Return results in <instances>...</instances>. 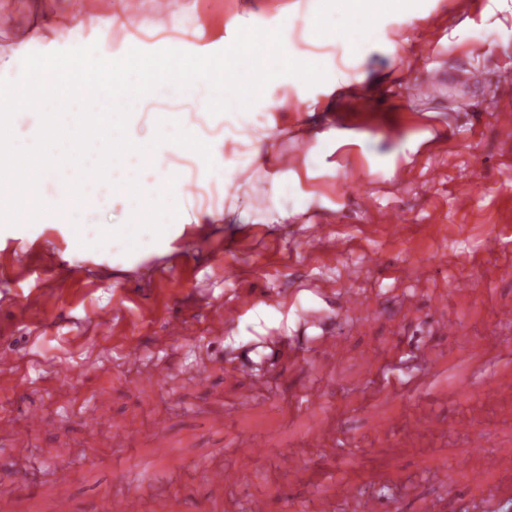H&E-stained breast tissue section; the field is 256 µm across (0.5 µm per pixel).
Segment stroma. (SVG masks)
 I'll return each mask as SVG.
<instances>
[{"label": "stroma", "instance_id": "obj_1", "mask_svg": "<svg viewBox=\"0 0 512 512\" xmlns=\"http://www.w3.org/2000/svg\"><path fill=\"white\" fill-rule=\"evenodd\" d=\"M252 2L165 0L159 11L139 0L133 21L176 13L220 33ZM378 11L377 29L352 22L323 36L293 17L297 54L324 58L340 91L311 115L292 99L280 110L267 165L287 156L314 174L257 183L256 208L279 206L281 223L187 224L149 250L98 248L101 230L131 210L95 194L77 228L66 216L0 225V498L13 512H103L148 486L156 495L141 512H243L254 501L265 512L325 502L354 512L344 478L383 512H512V275L500 270L512 264V0L495 12L488 0H380ZM353 37L364 55L350 54ZM475 70L483 84L469 83ZM430 76L442 79L437 93L406 95ZM160 118L210 129L168 95L134 109L130 137L149 142ZM312 123L364 132L366 144L322 165L309 152ZM418 135L411 159L387 161ZM460 195L468 208L456 207ZM47 290L58 296L51 309L39 304ZM345 290L358 295L355 313L336 303ZM174 317L185 335L170 334ZM406 358L414 372L399 369ZM147 365L156 382L143 379ZM258 374L268 391L253 392ZM423 413L431 430L415 424ZM322 425L334 438L311 447ZM115 427L125 447L107 441ZM244 439L255 443L251 469L217 482ZM21 446L32 453L25 468ZM441 470L447 482L434 481Z\"/></svg>", "mask_w": 512, "mask_h": 512}]
</instances>
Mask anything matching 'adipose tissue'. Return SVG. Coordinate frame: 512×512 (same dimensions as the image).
Returning a JSON list of instances; mask_svg holds the SVG:
<instances>
[{
  "label": "adipose tissue",
  "mask_w": 512,
  "mask_h": 512,
  "mask_svg": "<svg viewBox=\"0 0 512 512\" xmlns=\"http://www.w3.org/2000/svg\"><path fill=\"white\" fill-rule=\"evenodd\" d=\"M257 18L254 12L233 15L226 24L232 33L228 39L209 38L200 31L194 39L185 40L176 35L182 18L174 14L156 23L158 29L174 30V37H130L119 50L108 52L102 47L100 35L120 24L119 15L82 19L74 16L71 0H56L51 9L45 8L44 0H31L28 17L13 22L12 27L19 46L41 47L37 67L26 76L19 73L14 58L0 56V88L17 101L38 91L43 106L49 107L62 80L64 63L108 74L119 59H147L158 63L153 74L156 83L178 82L181 98L190 108L198 103L201 94L220 95L241 84L247 66L256 58L253 29ZM228 105L232 113L227 137L203 138L186 128L159 145L160 151L167 154L190 152L195 166L193 184L176 177L165 181L163 200L180 223H248L254 211V174L273 182L283 177L282 172L266 167L263 158L281 100L255 95L242 112L237 111L236 100H229Z\"/></svg>",
  "instance_id": "ef3b65f1"
}]
</instances>
